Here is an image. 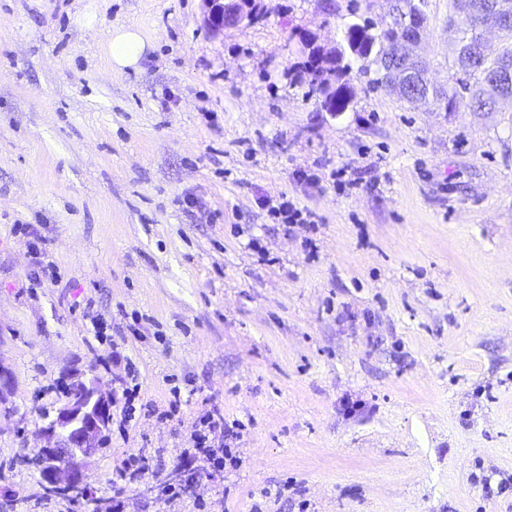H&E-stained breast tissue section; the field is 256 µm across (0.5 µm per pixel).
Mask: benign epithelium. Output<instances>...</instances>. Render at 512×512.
<instances>
[{
  "instance_id": "benign-epithelium-1",
  "label": "benign epithelium",
  "mask_w": 512,
  "mask_h": 512,
  "mask_svg": "<svg viewBox=\"0 0 512 512\" xmlns=\"http://www.w3.org/2000/svg\"><path fill=\"white\" fill-rule=\"evenodd\" d=\"M202 2L203 23L216 33L227 25L255 20L253 4L256 0ZM456 4L461 14L473 20L481 50L485 49L482 30L486 19H493L500 25L512 16V0H456ZM418 43L419 36L415 35L393 48L391 56L395 63L386 68L385 74L386 89L413 104L426 102V96L411 92L416 79L427 77L422 65L415 60L414 49ZM14 386L13 374L0 361L1 418L11 417L4 403ZM110 426L108 397L100 380L84 373L74 375L64 400L36 431L43 445L31 459H53V465L42 474L46 487L71 491L83 489L90 476L89 460L99 452L104 433Z\"/></svg>"
}]
</instances>
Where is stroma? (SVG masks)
<instances>
[{"label":"stroma","instance_id":"1","mask_svg":"<svg viewBox=\"0 0 512 512\" xmlns=\"http://www.w3.org/2000/svg\"><path fill=\"white\" fill-rule=\"evenodd\" d=\"M327 1L260 0L263 18L214 35L202 0H0V361L18 410L0 421V512L38 478L37 408L73 373L124 375L100 357L134 314L124 353L155 411L92 459L100 501L142 448L127 512H165L156 476L208 398L243 427L240 463L195 469L176 512H512V101L443 112L355 69L348 111H325L301 37L334 48L353 9L390 20L388 0ZM426 3L417 52L446 87L453 9ZM122 25L148 48L117 73ZM283 194L316 226L274 220L261 201ZM30 231L54 275L35 276ZM175 387L179 414L158 419ZM273 485L282 501L262 499Z\"/></svg>","mask_w":512,"mask_h":512}]
</instances>
